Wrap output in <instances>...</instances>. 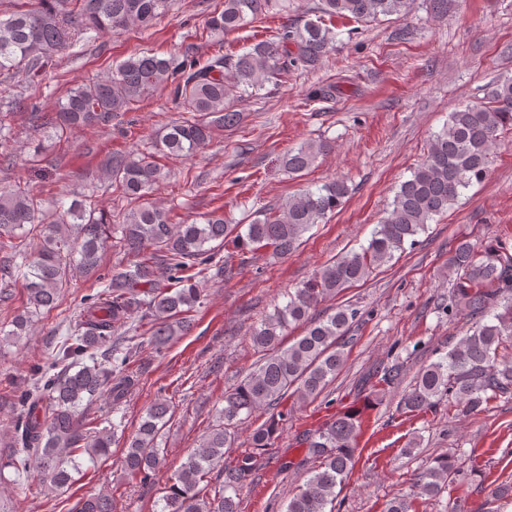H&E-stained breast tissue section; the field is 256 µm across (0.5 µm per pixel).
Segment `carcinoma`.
Instances as JSON below:
<instances>
[{
    "instance_id": "cac0c4a2",
    "label": "carcinoma",
    "mask_w": 512,
    "mask_h": 512,
    "mask_svg": "<svg viewBox=\"0 0 512 512\" xmlns=\"http://www.w3.org/2000/svg\"><path fill=\"white\" fill-rule=\"evenodd\" d=\"M413 3L321 0L319 15L282 26L275 37L254 42L241 55L217 53L202 61L188 45L181 55L169 58L131 56L106 77L71 89L55 113L41 115L33 108L31 114L44 129L93 128L169 87L184 116L157 134L155 149L190 157L206 145L214 126L238 124L240 114L231 104L236 94L259 91L292 71L321 64L337 38L326 17L370 23L404 16ZM270 5L271 0H224L223 11L207 19L206 29L217 35L238 30ZM168 6L169 0H25L0 19V76L10 82L22 73L32 80L74 39L118 34L131 25L146 29ZM507 126H512V79L495 83L487 101L449 113L446 125L432 135L422 163L399 184L391 208L367 244L318 268L288 294L284 306L253 328L251 341L263 352L260 364L224 391V405L218 410L222 423L201 436L168 478L159 512H241L239 490L264 466V456L288 413L271 414L252 433V451L229 461L225 454L234 440L231 428L290 397L306 402L323 393L344 363L346 336L358 310L342 304L315 318L316 307L416 245L431 221L448 213L465 190L486 177L498 132ZM329 150L326 141L303 143L285 154L284 169L300 177ZM105 172L129 204L117 224L104 208L85 199L72 200L48 221L34 197L0 191V251L13 247V239L26 226L40 227L24 264L0 266V279H20L26 292L7 337L28 335L34 317L56 307L70 280L95 274L109 239L119 237L124 250L138 257L105 278L104 288L83 309L77 329L61 342L49 369L17 395L15 436L6 443L12 449L7 466L17 472L38 469L51 491L74 482L75 457L106 459L111 453L114 433L87 419L80 406L86 399L107 396L108 407L115 411L134 385V374L127 368L139 357L140 347H114L112 335L118 329L145 322L154 348L165 349L193 326L191 313L204 299L200 284L216 256L213 243L230 241L243 254L270 249L286 256L350 194L347 182L337 179L288 197L248 224H233L215 214L201 222L175 224L169 210L152 199L166 174L151 154H113ZM448 270L455 282L442 312L450 320L463 315L471 326L445 355L419 370L399 401L398 410L404 414L435 411L446 401L457 413L470 415L494 399L512 396V253L505 243L478 249L461 241L448 259ZM293 325L304 329L284 348L283 338ZM169 414L171 405L161 395L127 437L124 469L143 485L162 467L159 438ZM361 426L360 411L351 410L302 435L299 444L318 465L289 497L285 512H335L339 490L351 474ZM456 470L453 457L433 458L414 478L416 494L439 496L453 483ZM72 512H112V495L89 494Z\"/></svg>"
}]
</instances>
